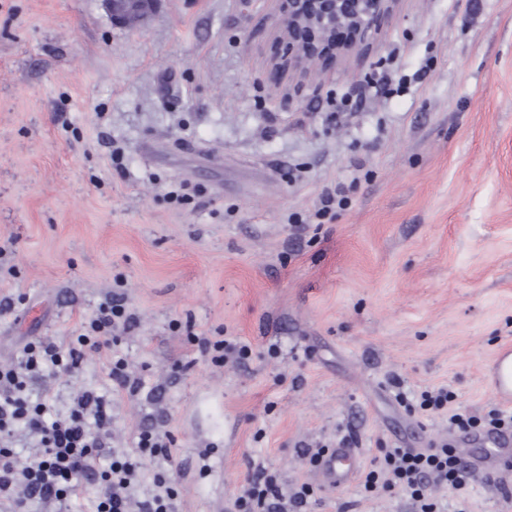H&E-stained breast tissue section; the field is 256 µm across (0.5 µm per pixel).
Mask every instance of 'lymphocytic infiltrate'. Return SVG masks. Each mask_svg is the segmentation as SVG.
I'll return each mask as SVG.
<instances>
[{
    "label": "lymphocytic infiltrate",
    "mask_w": 512,
    "mask_h": 512,
    "mask_svg": "<svg viewBox=\"0 0 512 512\" xmlns=\"http://www.w3.org/2000/svg\"><path fill=\"white\" fill-rule=\"evenodd\" d=\"M431 70L422 65L412 76L396 71L365 78L364 91L354 100L364 107L366 96H393L407 82L423 83ZM138 318L127 307L124 291H113L96 313L82 322L68 346L50 339L25 344L20 361L0 364V512H28L32 502L59 505L67 512L87 488H94L97 512H177L178 494L170 478L177 450L170 434L151 427L138 428L134 445H112V397L138 398L146 388L144 376L133 370L120 350L122 338L134 330ZM105 359L111 391L84 387L72 397L66 412L56 409L51 391L32 396V380L46 376L76 377L87 357ZM36 439L37 451L20 458L12 446L17 433ZM107 468H99L100 459ZM155 471H148V464ZM152 486L145 494L137 488L144 475ZM471 473L447 441L422 451L385 448L361 478L362 495L399 494L413 512H440L434 487L447 488L459 507L469 499ZM316 500L308 483L285 488L276 473L258 467L248 476L233 501L234 512H306Z\"/></svg>",
    "instance_id": "obj_1"
}]
</instances>
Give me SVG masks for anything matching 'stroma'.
I'll return each instance as SVG.
<instances>
[{"mask_svg":"<svg viewBox=\"0 0 512 512\" xmlns=\"http://www.w3.org/2000/svg\"><path fill=\"white\" fill-rule=\"evenodd\" d=\"M400 0L363 66L275 83V0H160L137 28L104 0H0V363L65 343L124 284L142 323L121 349L156 402L114 399V426L176 440L179 512H221L257 466L316 483L300 448L354 433L380 449L448 436L498 402L512 344V0ZM418 87L340 112L392 47ZM291 105H283L286 95ZM122 147L113 160V147ZM185 182L192 203L169 198ZM348 204L311 242L324 188ZM192 333L249 343L212 365ZM448 386L446 412L396 399ZM477 480L468 512H512ZM411 512L402 496L321 490L308 512ZM491 383L497 398L512 402V347L501 349L491 369Z\"/></svg>","mask_w":512,"mask_h":512,"instance_id":"stroma-1","label":"stroma"}]
</instances>
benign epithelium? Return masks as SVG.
I'll list each match as a JSON object with an SVG mask.
<instances>
[{
    "mask_svg": "<svg viewBox=\"0 0 512 512\" xmlns=\"http://www.w3.org/2000/svg\"><path fill=\"white\" fill-rule=\"evenodd\" d=\"M112 21L134 25L156 7V0H105ZM399 0H276L272 27L285 31L280 49L269 60L270 71L282 78H300L310 66L336 64L349 58L364 63L383 23ZM352 31L345 45L332 41L336 28Z\"/></svg>",
    "mask_w": 512,
    "mask_h": 512,
    "instance_id": "benign-epithelium-1",
    "label": "benign epithelium"
}]
</instances>
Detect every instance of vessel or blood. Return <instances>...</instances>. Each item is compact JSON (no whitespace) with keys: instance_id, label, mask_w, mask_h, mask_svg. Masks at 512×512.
Here are the masks:
<instances>
[{"instance_id":"obj_1","label":"vessel or blood","mask_w":512,"mask_h":512,"mask_svg":"<svg viewBox=\"0 0 512 512\" xmlns=\"http://www.w3.org/2000/svg\"><path fill=\"white\" fill-rule=\"evenodd\" d=\"M491 383L497 398L512 402V347L501 349L491 369ZM458 443L468 448L466 469L478 474H492L512 468V431L480 430L459 434ZM360 466V456L353 444L342 440L329 449L316 466V477L328 490L348 487Z\"/></svg>"}]
</instances>
